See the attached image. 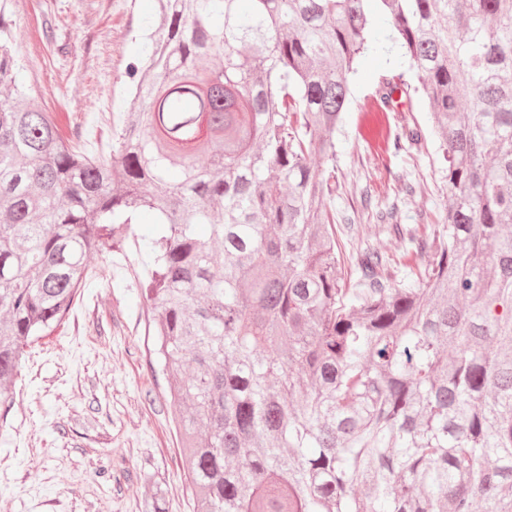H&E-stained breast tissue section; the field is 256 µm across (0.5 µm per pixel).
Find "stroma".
<instances>
[{
    "label": "stroma",
    "instance_id": "stroma-1",
    "mask_svg": "<svg viewBox=\"0 0 512 512\" xmlns=\"http://www.w3.org/2000/svg\"><path fill=\"white\" fill-rule=\"evenodd\" d=\"M8 8L21 21L14 48L35 102L59 115L70 141L109 153L112 114L130 100L126 69L144 51L142 33L160 20L158 0H9ZM388 33L377 24L378 47L352 78L336 133V191L323 204L346 253L369 247L396 258L400 243L377 233L361 190L373 204L397 203L405 224L443 223L449 194L425 97L407 115L389 116L419 123V145L394 155L360 137L378 82L394 67ZM158 230L133 225L120 249L92 256L90 286L70 315L27 347L13 402L0 410V512H143L157 485L166 512H195L169 377L138 288Z\"/></svg>",
    "mask_w": 512,
    "mask_h": 512
}]
</instances>
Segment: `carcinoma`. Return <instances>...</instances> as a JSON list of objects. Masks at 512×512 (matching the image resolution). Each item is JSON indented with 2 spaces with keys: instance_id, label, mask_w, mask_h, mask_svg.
I'll list each match as a JSON object with an SVG mask.
<instances>
[{
  "instance_id": "1",
  "label": "carcinoma",
  "mask_w": 512,
  "mask_h": 512,
  "mask_svg": "<svg viewBox=\"0 0 512 512\" xmlns=\"http://www.w3.org/2000/svg\"><path fill=\"white\" fill-rule=\"evenodd\" d=\"M160 10L103 157L31 103L0 0V406L89 258L159 224L139 288L198 512H512V0ZM376 16L418 82L383 76L377 111L424 93L451 203L377 209L402 254L357 252L350 285L311 159L336 161ZM375 135L397 154L422 130Z\"/></svg>"
}]
</instances>
